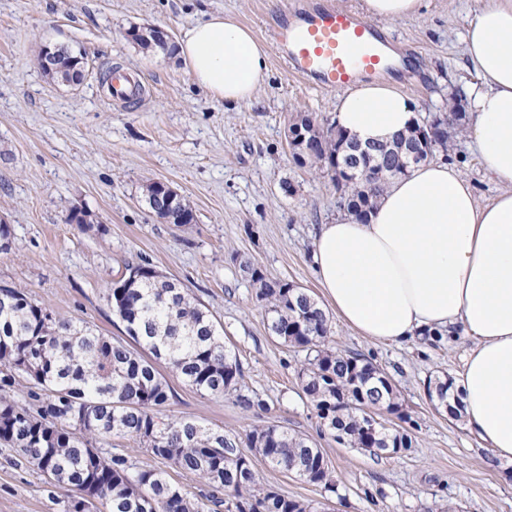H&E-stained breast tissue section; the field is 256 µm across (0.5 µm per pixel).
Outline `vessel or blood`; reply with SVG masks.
<instances>
[{
  "label": "vessel or blood",
  "instance_id": "1",
  "mask_svg": "<svg viewBox=\"0 0 512 512\" xmlns=\"http://www.w3.org/2000/svg\"><path fill=\"white\" fill-rule=\"evenodd\" d=\"M268 35L289 72L320 92L350 90L387 72L386 30L337 8L334 0H289ZM139 92L126 71H113V99L132 100Z\"/></svg>",
  "mask_w": 512,
  "mask_h": 512
}]
</instances>
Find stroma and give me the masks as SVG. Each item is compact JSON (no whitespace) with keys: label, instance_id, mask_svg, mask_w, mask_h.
Wrapping results in <instances>:
<instances>
[{"label":"stroma","instance_id":"1","mask_svg":"<svg viewBox=\"0 0 512 512\" xmlns=\"http://www.w3.org/2000/svg\"><path fill=\"white\" fill-rule=\"evenodd\" d=\"M287 0H0V217L12 227L0 251V286L24 291L55 314L112 338L124 337L107 292L130 268L147 264L176 279L221 323L241 364L246 390L261 404L246 410L235 395L203 396L174 375L162 418H189L245 436L277 424L322 448L336 492L307 483L264 460L263 486L313 505L315 512H426L453 504L460 512H512V462L495 459L428 396L430 382L452 378L470 346L463 334L416 338L401 347L368 341L332 321L328 345L385 371L407 419L386 426L408 434L397 455L373 456L317 429L316 411L298 374L306 350L272 336L251 261L273 281H288L321 298L312 268L313 236L340 215L325 168L294 161L287 141L297 113L333 124L336 94L290 75L276 52L252 104L229 107L192 80L174 51H144L130 26L178 38L203 14L224 12L259 41ZM475 0H423L416 17L386 22L398 49L416 55L392 78L409 94L415 115L445 111L449 95L476 76L463 35ZM67 46L88 60L83 80L68 84L39 65L44 47ZM118 66L142 88L133 102L108 95L99 71ZM474 189L479 202L499 191L467 137L440 155ZM164 181L190 205L192 223L160 219L145 189ZM81 211L89 224L69 221ZM0 447V512H64L65 490H51L36 470L14 465Z\"/></svg>","mask_w":512,"mask_h":512}]
</instances>
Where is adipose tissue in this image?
Wrapping results in <instances>:
<instances>
[{
	"instance_id": "obj_1",
	"label": "adipose tissue",
	"mask_w": 512,
	"mask_h": 512,
	"mask_svg": "<svg viewBox=\"0 0 512 512\" xmlns=\"http://www.w3.org/2000/svg\"><path fill=\"white\" fill-rule=\"evenodd\" d=\"M463 43L476 73L467 133L500 193L479 203L456 167L421 163L368 216L319 225L312 267L338 320L369 341L399 346L462 331L470 347L453 392L465 426L493 457L512 461V0H478ZM176 53L229 106L251 103L268 78L265 45L220 13L184 29ZM413 118L411 98L393 82L336 100V126L362 144Z\"/></svg>"
}]
</instances>
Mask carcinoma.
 Returning <instances> with one entry per match:
<instances>
[{"instance_id":"carcinoma-1","label":"carcinoma","mask_w":512,"mask_h":512,"mask_svg":"<svg viewBox=\"0 0 512 512\" xmlns=\"http://www.w3.org/2000/svg\"><path fill=\"white\" fill-rule=\"evenodd\" d=\"M79 65L68 50L54 60L55 72L66 80L79 73ZM464 119L453 98L448 112L426 122L416 119L406 132L364 154L337 127L325 128L300 115L290 128L310 133L317 146L312 154L299 143L293 158L303 165L310 156L328 169L337 168L336 192L343 207L362 216L376 208L391 180L429 160L412 148L420 129L443 121L458 133ZM365 168L375 175L368 185L361 181ZM243 268L270 314L272 335L314 353L299 381L320 426L352 448H375L373 456L408 449L406 437L371 423L379 410L403 414L389 378L361 358L326 348L329 317L305 289L269 281L249 262ZM134 271L138 278H123L107 293L126 341H112L59 317L16 288H0V443L49 486L73 492L67 512H87L97 503L106 512H217L221 507L224 512H313L310 504L261 485L253 464L260 456L333 492L336 481L327 458L310 439L274 424L255 427L241 439L192 419L159 421L171 394L159 371L162 364L202 394L234 392L246 409L260 407L262 401L241 393V364L224 344L213 314L153 267ZM22 380L29 383L27 407L7 397ZM448 385L438 383L436 395L448 415L457 418L461 409L448 403ZM114 435L139 441L154 457L196 475L224 496H191L164 470L141 468L123 454L102 452L101 443Z\"/></svg>"}]
</instances>
